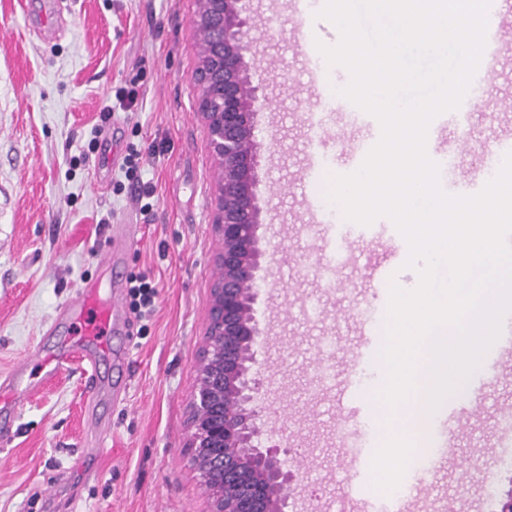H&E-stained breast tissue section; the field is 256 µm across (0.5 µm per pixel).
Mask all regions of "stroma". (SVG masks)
I'll return each instance as SVG.
<instances>
[{"mask_svg": "<svg viewBox=\"0 0 512 512\" xmlns=\"http://www.w3.org/2000/svg\"><path fill=\"white\" fill-rule=\"evenodd\" d=\"M48 2L0 0V373L44 346V328L85 283L110 293L98 258L111 254L115 235L136 239L123 253L124 312L135 278L157 296L153 315L135 322L125 393L115 402L99 394L104 447L91 436L80 360L16 394L17 432L0 443V512H207L186 452L219 248L214 162L193 77L194 0H72L59 32L41 41L33 25ZM243 4L256 44L249 75L262 87L259 234L279 253L258 274L255 369L272 382L266 430L299 460L297 512H349L334 382L350 374L351 307L387 301V284L371 287L367 274L388 256L340 216L344 238L322 241L301 186L314 154L342 152L341 113L326 108L306 73L313 54L294 32L290 0ZM503 70L493 93L478 81L466 94L467 136L486 149L497 134L512 135V55ZM341 249L357 262L339 268L340 285L330 288L321 271L338 268ZM510 418L512 362L484 409L463 420L453 449L457 457L486 449L495 467L446 464L410 512H498L512 490V447L498 444Z\"/></svg>", "mask_w": 512, "mask_h": 512, "instance_id": "1", "label": "stroma"}]
</instances>
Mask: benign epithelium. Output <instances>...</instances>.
Returning a JSON list of instances; mask_svg holds the SVG:
<instances>
[{"label": "benign epithelium", "instance_id": "1", "mask_svg": "<svg viewBox=\"0 0 512 512\" xmlns=\"http://www.w3.org/2000/svg\"><path fill=\"white\" fill-rule=\"evenodd\" d=\"M194 23L205 33L196 49L194 79L200 116L218 170L213 224L221 246L218 276L208 302L206 346L188 402L187 453L210 512H286L295 475L290 449L262 445L260 401L264 381L253 372L252 347L260 335L254 316L257 272L265 256L258 140L253 103L258 87L248 74L254 54L242 0H195Z\"/></svg>", "mask_w": 512, "mask_h": 512}]
</instances>
